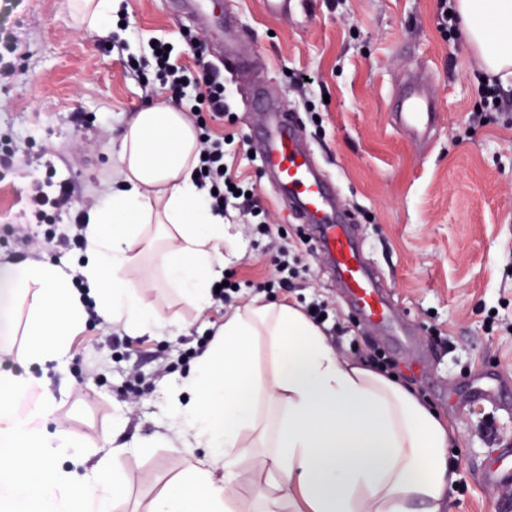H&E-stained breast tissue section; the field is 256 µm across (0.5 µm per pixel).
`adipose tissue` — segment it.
<instances>
[{"mask_svg":"<svg viewBox=\"0 0 512 512\" xmlns=\"http://www.w3.org/2000/svg\"><path fill=\"white\" fill-rule=\"evenodd\" d=\"M464 39L484 68H512V0H455ZM197 130L186 112L161 103L128 123L116 146L111 203L86 212L75 271L39 259L22 271L0 264V333L13 334L21 290L34 292L24 357L64 364L90 313L134 336L172 325L148 301L154 279L120 278L159 249L164 280L192 307L207 306L227 256L241 242L207 203L193 176ZM81 287H74V276ZM267 337L270 369L249 377L245 346ZM35 379L0 375V512H109L122 448L104 453L49 430L52 400L24 408ZM167 417L183 448H203L184 483L197 512H257L237 497L239 465L275 476L273 507L288 512H446L454 440L409 389L338 354L300 309L253 298L230 306L205 351L170 395Z\"/></svg>","mask_w":512,"mask_h":512,"instance_id":"obj_1","label":"adipose tissue"}]
</instances>
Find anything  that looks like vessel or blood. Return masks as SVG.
<instances>
[{
    "label": "vessel or blood",
    "instance_id": "vessel-or-blood-1",
    "mask_svg": "<svg viewBox=\"0 0 512 512\" xmlns=\"http://www.w3.org/2000/svg\"><path fill=\"white\" fill-rule=\"evenodd\" d=\"M399 105L393 114L396 127L412 141H428L438 125L435 98L427 84L406 80L398 92ZM259 123L257 156L281 198L291 200L295 216L313 226L321 252L332 262L336 282L344 291L346 303L370 324H385L391 318V305L381 281L367 265L353 224L336 209L335 198L326 178L315 168L297 135L296 111L284 110L263 93H256ZM496 469L487 470L488 488H512V449Z\"/></svg>",
    "mask_w": 512,
    "mask_h": 512
}]
</instances>
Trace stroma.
I'll return each mask as SVG.
<instances>
[{"label": "stroma", "instance_id": "1", "mask_svg": "<svg viewBox=\"0 0 512 512\" xmlns=\"http://www.w3.org/2000/svg\"><path fill=\"white\" fill-rule=\"evenodd\" d=\"M215 11L232 17L238 55L259 59L268 94L299 110L298 134L351 213L411 340L394 343L390 331L351 313L308 226L251 159L257 110L224 67L223 26H199L190 9L165 0H118L113 15L126 27L102 37L76 26L68 0H0V36L14 46H0V157L11 162L0 166V260L18 269L38 255L61 266L80 262V250L53 241L32 250L18 240L17 225L33 220V190H42V223L50 226L60 185L71 187L77 210L111 189L113 140L134 112L167 99L152 77L154 43L170 45L171 64L191 69L190 32L204 36L224 79L229 110L210 128L232 141L227 174L266 214L265 224L249 226L226 216L244 253L225 264V302L195 309L162 289L159 313L173 321L172 335H117L90 322L54 370L24 358L18 333L0 344V374L38 379L26 401L53 397L50 430L99 448L127 447L116 462L123 484L111 512H149L205 455L166 444L168 396L194 362L188 336L223 323L228 303L258 296L303 308L322 299L332 309L323 330L340 354L372 368L385 361L450 422V512H512V494L481 482L501 448L512 447V75L498 82L503 110L471 123L481 67L443 30L439 0H308L285 17L267 16L262 0H218ZM131 57L150 82L128 68ZM413 72L427 75L441 112L422 148L392 116L401 81ZM301 74L306 83H298ZM278 243L288 245L298 270L287 289L273 283Z\"/></svg>", "mask_w": 512, "mask_h": 512}]
</instances>
